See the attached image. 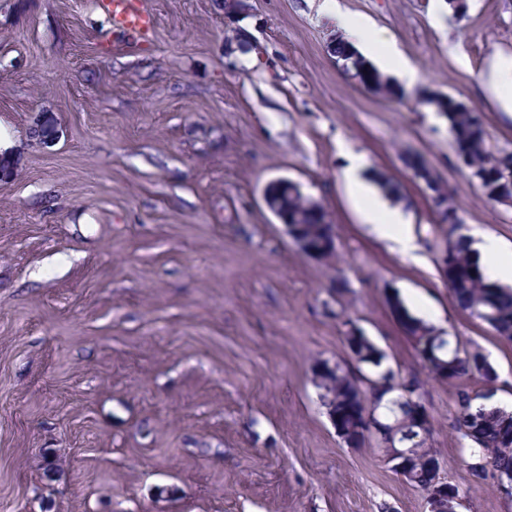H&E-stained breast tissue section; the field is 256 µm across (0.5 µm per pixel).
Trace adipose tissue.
I'll return each instance as SVG.
<instances>
[{
    "mask_svg": "<svg viewBox=\"0 0 512 512\" xmlns=\"http://www.w3.org/2000/svg\"><path fill=\"white\" fill-rule=\"evenodd\" d=\"M340 24L347 31L350 42L358 52L380 70L400 76L405 90H413L419 84L417 72L409 68L395 43L368 37L366 24L361 19L344 17L341 18ZM361 166L360 157L353 156L343 171V179L355 208L375 236L393 243L403 255L415 257L417 245L404 212L389 207L373 191L359 174Z\"/></svg>",
    "mask_w": 512,
    "mask_h": 512,
    "instance_id": "1",
    "label": "adipose tissue"
}]
</instances>
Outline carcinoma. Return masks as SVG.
<instances>
[{"label":"carcinoma","instance_id":"1","mask_svg":"<svg viewBox=\"0 0 512 512\" xmlns=\"http://www.w3.org/2000/svg\"><path fill=\"white\" fill-rule=\"evenodd\" d=\"M336 62L345 73L364 90L384 99L400 101L405 92L390 76L380 72L363 58L346 39H336L332 50ZM448 120V129L459 157L465 161L487 198L496 203L512 204V152L495 148L489 140L483 119L474 108L448 95L428 99ZM404 165L415 177L430 186H441L443 180L419 153L402 157ZM373 180L381 191L393 198L399 197L398 184L388 175L376 172ZM327 212L305 207L297 192L288 191V223L299 224L311 239L314 248H320L325 238L319 226L324 224ZM462 225L447 224L448 253L438 256V267L448 284L455 306L471 319L487 325L501 340L512 343V289L490 279L485 273L479 253L472 247L470 236L460 232ZM387 309L405 335L412 341L423 367L437 381L454 389V412L451 427L471 449L469 474L475 482L492 476L503 482H512V411L490 404L498 390L499 376L483 353L467 349L449 339L433 325L415 316L398 293L387 294ZM344 349L356 362V370H344L316 360L312 365L313 382L323 390L322 399L329 409L337 431L352 448L377 444L388 449V440L370 432L367 420L372 401L373 379L362 372V367L380 369L385 355L364 333L342 336ZM391 379L399 387L407 385L420 390L419 399L425 400L424 383L418 375L390 371ZM400 432L407 436V446L424 449L422 455L405 462L406 479L422 492L429 494L435 487L432 461L439 455L425 447L428 435L411 432L412 409L398 405Z\"/></svg>","mask_w":512,"mask_h":512}]
</instances>
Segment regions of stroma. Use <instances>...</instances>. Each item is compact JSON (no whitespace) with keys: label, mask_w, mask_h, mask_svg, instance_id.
<instances>
[{"label":"stroma","mask_w":512,"mask_h":512,"mask_svg":"<svg viewBox=\"0 0 512 512\" xmlns=\"http://www.w3.org/2000/svg\"><path fill=\"white\" fill-rule=\"evenodd\" d=\"M144 0L152 42L113 41L94 0H0V512H427L382 449L336 434L312 362L347 363L353 321L385 365L422 373L388 292L426 297L435 326L480 349L512 400V343L454 305L422 154L468 235L512 249L421 94L359 87L328 50L337 17L395 41L434 91L477 107L512 148L481 81L512 57V0ZM401 186L420 261L364 224L345 185ZM289 178L336 226L335 265L297 253L265 207ZM343 282L342 299L330 289ZM427 439L458 512H512L472 481L452 390L427 380ZM404 165L413 171L415 177L429 186H445L441 177L431 168L427 160L419 153H407L402 157Z\"/></svg>","instance_id":"stroma-1"}]
</instances>
